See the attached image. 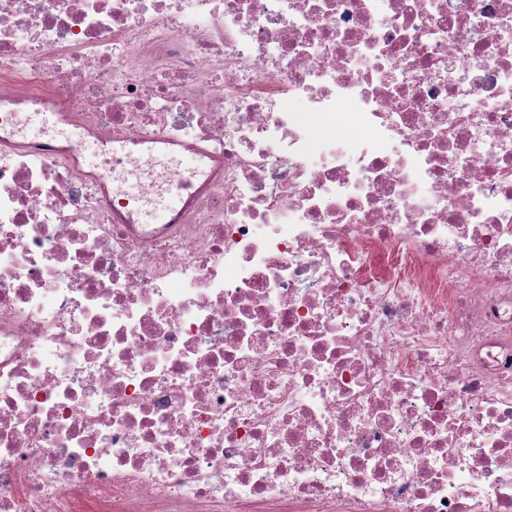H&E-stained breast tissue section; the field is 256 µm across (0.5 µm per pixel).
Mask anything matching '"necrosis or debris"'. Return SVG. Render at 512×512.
<instances>
[{
	"mask_svg": "<svg viewBox=\"0 0 512 512\" xmlns=\"http://www.w3.org/2000/svg\"><path fill=\"white\" fill-rule=\"evenodd\" d=\"M0 512H512V0H0Z\"/></svg>",
	"mask_w": 512,
	"mask_h": 512,
	"instance_id": "1",
	"label": "necrosis or debris"
}]
</instances>
